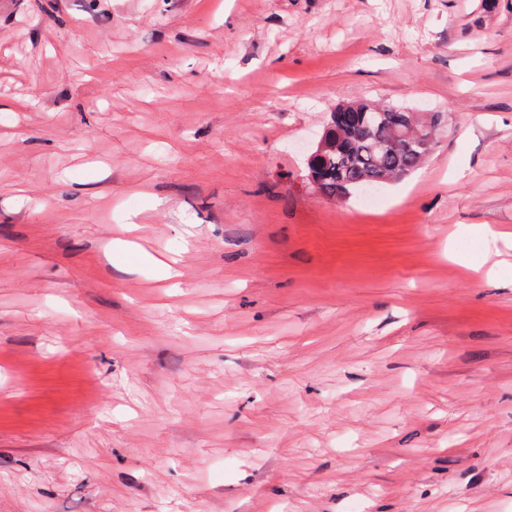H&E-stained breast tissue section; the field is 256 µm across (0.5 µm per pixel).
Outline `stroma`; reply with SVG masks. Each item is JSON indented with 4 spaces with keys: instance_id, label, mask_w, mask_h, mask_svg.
<instances>
[{
    "instance_id": "stroma-1",
    "label": "stroma",
    "mask_w": 512,
    "mask_h": 512,
    "mask_svg": "<svg viewBox=\"0 0 512 512\" xmlns=\"http://www.w3.org/2000/svg\"><path fill=\"white\" fill-rule=\"evenodd\" d=\"M356 501L512 512V0H0V512ZM408 116L406 108L395 105L358 102L336 107L308 155L310 188L326 198L343 199L370 184H378L381 189L388 182L382 181L386 174L407 176L415 171L423 162L415 147L402 141L385 149L378 147L382 141L396 140Z\"/></svg>"
}]
</instances>
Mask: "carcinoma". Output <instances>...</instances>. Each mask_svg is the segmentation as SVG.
I'll use <instances>...</instances> for the list:
<instances>
[{"label":"carcinoma","instance_id":"obj_1","mask_svg":"<svg viewBox=\"0 0 512 512\" xmlns=\"http://www.w3.org/2000/svg\"><path fill=\"white\" fill-rule=\"evenodd\" d=\"M409 112L401 106L367 102L343 104L329 114L323 133L308 155L310 188L329 199H343L370 184L386 185L389 173L408 175L423 162L418 150L396 140Z\"/></svg>","mask_w":512,"mask_h":512}]
</instances>
